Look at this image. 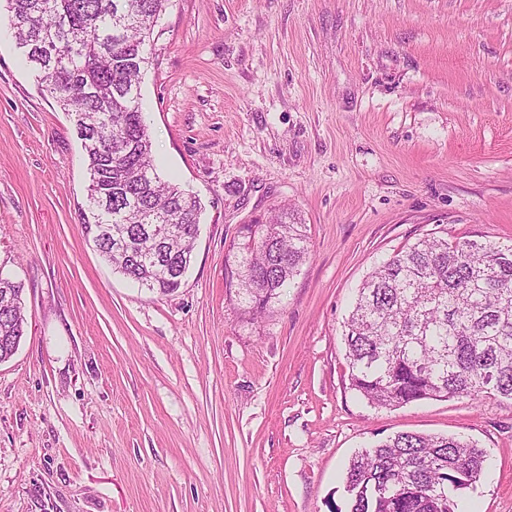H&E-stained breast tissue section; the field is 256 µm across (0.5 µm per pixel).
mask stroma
<instances>
[{
    "label": "stroma",
    "mask_w": 512,
    "mask_h": 512,
    "mask_svg": "<svg viewBox=\"0 0 512 512\" xmlns=\"http://www.w3.org/2000/svg\"><path fill=\"white\" fill-rule=\"evenodd\" d=\"M141 76L158 171L200 198L166 296L82 232L89 175L0 7V512H348L344 467L399 432L485 453L458 512H512V400L378 408L349 385L348 305L427 236L512 242V0H171ZM288 207L309 257L245 315L232 246ZM24 288L21 282L0 274V362L11 358L25 336V316L23 313ZM11 295L15 301L4 306V294Z\"/></svg>",
    "instance_id": "obj_1"
}]
</instances>
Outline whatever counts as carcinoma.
<instances>
[{"mask_svg":"<svg viewBox=\"0 0 512 512\" xmlns=\"http://www.w3.org/2000/svg\"><path fill=\"white\" fill-rule=\"evenodd\" d=\"M171 0H7L41 90L73 116L89 174L83 233L112 270L157 295L192 263L200 199L163 179L142 119L147 42ZM173 224L169 240L157 227ZM238 298L257 318L309 255L305 225L280 208L242 226ZM23 284L0 275V362L25 336ZM350 386L392 408L486 394L512 399V244L430 236L393 254L359 288L344 322ZM483 451L453 437L399 433L356 454L349 512H456Z\"/></svg>","mask_w":512,"mask_h":512,"instance_id":"cac0c4a2","label":"carcinoma"}]
</instances>
